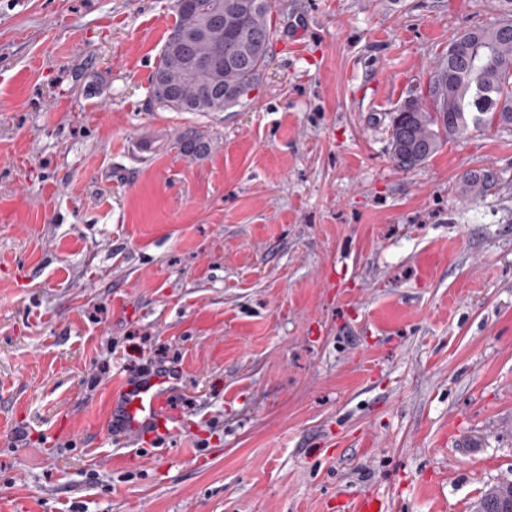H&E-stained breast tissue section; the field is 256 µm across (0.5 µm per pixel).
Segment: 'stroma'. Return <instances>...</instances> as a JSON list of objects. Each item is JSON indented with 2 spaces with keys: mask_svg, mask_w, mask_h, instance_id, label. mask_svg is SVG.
<instances>
[{
  "mask_svg": "<svg viewBox=\"0 0 512 512\" xmlns=\"http://www.w3.org/2000/svg\"><path fill=\"white\" fill-rule=\"evenodd\" d=\"M173 5L0 0V512H473L512 480V130L403 172L389 126L496 0H272L208 115L149 100ZM160 369L185 428L136 462L111 397ZM495 184L494 173L485 171L482 173H467L457 184V193L468 201H476L484 197Z\"/></svg>",
  "mask_w": 512,
  "mask_h": 512,
  "instance_id": "1",
  "label": "stroma"
}]
</instances>
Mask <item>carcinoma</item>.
<instances>
[{
  "label": "carcinoma",
  "instance_id": "carcinoma-1",
  "mask_svg": "<svg viewBox=\"0 0 512 512\" xmlns=\"http://www.w3.org/2000/svg\"><path fill=\"white\" fill-rule=\"evenodd\" d=\"M174 0L176 19L167 31L152 73L151 104L171 112H222L244 104L267 66L272 41L270 0ZM216 10L224 26L208 38L189 33ZM448 56L432 70L418 95L398 109L390 125V153L395 165L412 170L429 160L449 139L473 127H512V0H498V14L483 26L467 29L448 42ZM202 57L209 66L193 71L189 60ZM189 155L204 152L210 141L198 135L179 137ZM494 173H468L457 193L468 201L484 197ZM512 506V481L489 487L475 512H499Z\"/></svg>",
  "mask_w": 512,
  "mask_h": 512
}]
</instances>
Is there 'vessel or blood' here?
I'll use <instances>...</instances> for the list:
<instances>
[{"label":"vessel or blood","instance_id":"obj_1","mask_svg":"<svg viewBox=\"0 0 512 512\" xmlns=\"http://www.w3.org/2000/svg\"><path fill=\"white\" fill-rule=\"evenodd\" d=\"M173 397V378L168 374L125 382L112 401V420L131 440L146 446L161 443L169 433Z\"/></svg>","mask_w":512,"mask_h":512}]
</instances>
